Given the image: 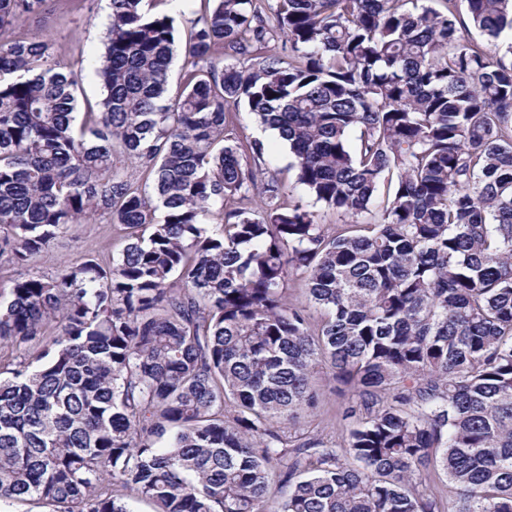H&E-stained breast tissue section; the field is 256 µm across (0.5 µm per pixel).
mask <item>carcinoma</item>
Returning a JSON list of instances; mask_svg holds the SVG:
<instances>
[{"label": "carcinoma", "mask_w": 512, "mask_h": 512, "mask_svg": "<svg viewBox=\"0 0 512 512\" xmlns=\"http://www.w3.org/2000/svg\"><path fill=\"white\" fill-rule=\"evenodd\" d=\"M47 2L0 0V500L512 512V0H200L173 98L174 19L112 0L79 124L77 78L16 27ZM242 105L353 223L290 200L263 143L242 164ZM97 219L112 266L33 271ZM319 365L340 443L281 428Z\"/></svg>", "instance_id": "cac0c4a2"}]
</instances>
